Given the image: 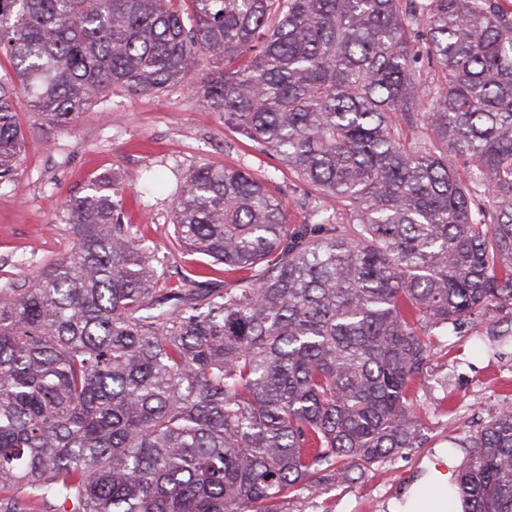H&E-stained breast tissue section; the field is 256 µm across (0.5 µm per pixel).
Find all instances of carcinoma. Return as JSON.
<instances>
[{
    "label": "carcinoma",
    "instance_id": "cac0c4a2",
    "mask_svg": "<svg viewBox=\"0 0 512 512\" xmlns=\"http://www.w3.org/2000/svg\"><path fill=\"white\" fill-rule=\"evenodd\" d=\"M0 180L23 92L73 127L114 87H198L307 187L196 167L161 281L113 178L76 247L0 288V512H280L416 445L429 327L512 311V0H0ZM465 512H512V404L466 437Z\"/></svg>",
    "mask_w": 512,
    "mask_h": 512
}]
</instances>
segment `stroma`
I'll use <instances>...</instances> for the list:
<instances>
[{
	"instance_id": "35a3bbf8",
	"label": "stroma",
	"mask_w": 512,
	"mask_h": 512,
	"mask_svg": "<svg viewBox=\"0 0 512 512\" xmlns=\"http://www.w3.org/2000/svg\"><path fill=\"white\" fill-rule=\"evenodd\" d=\"M209 69L201 64L188 83L155 94L112 89L72 129L49 126L25 98H17L25 148L16 181L0 183V287H29L37 271L71 253L75 240L64 202L84 195L89 181L104 173L123 190L124 223L154 250L159 274L172 283L203 266L210 279L226 280L223 265L171 244L170 192L199 165H233L269 175L291 203V223L308 222V211L297 204L304 186L277 158L225 125L197 92ZM150 172L163 186L147 195L142 179ZM428 334L434 354L416 388L426 407L421 444L403 449L357 481L303 489L282 504V512H388V503L419 476L427 459L447 448L464 462L462 441L468 432L512 404L511 348L494 355L480 329L456 334L432 328Z\"/></svg>"
}]
</instances>
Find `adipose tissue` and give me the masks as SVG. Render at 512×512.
Masks as SVG:
<instances>
[{
    "label": "adipose tissue",
    "instance_id": "ef3b65f1",
    "mask_svg": "<svg viewBox=\"0 0 512 512\" xmlns=\"http://www.w3.org/2000/svg\"><path fill=\"white\" fill-rule=\"evenodd\" d=\"M424 474L388 504L389 512H463L456 493V460L440 450L424 464Z\"/></svg>",
    "mask_w": 512,
    "mask_h": 512
}]
</instances>
